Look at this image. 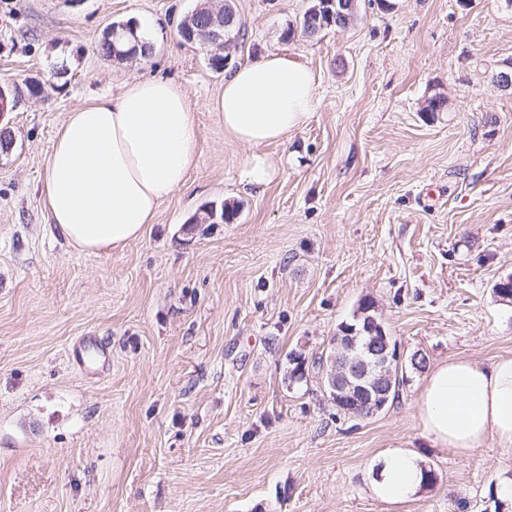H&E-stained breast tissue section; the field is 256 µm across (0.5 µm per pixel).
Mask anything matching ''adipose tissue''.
<instances>
[{
    "label": "adipose tissue",
    "mask_w": 512,
    "mask_h": 512,
    "mask_svg": "<svg viewBox=\"0 0 512 512\" xmlns=\"http://www.w3.org/2000/svg\"><path fill=\"white\" fill-rule=\"evenodd\" d=\"M316 105L312 70L270 54L232 71L215 108L224 133L247 146L246 175L266 183L263 146L285 139ZM194 105L181 85L159 77L129 82L69 112L46 161L42 193L48 221L85 252L139 238L163 201L180 190L198 162ZM418 421L435 447L469 455L512 448V355L482 366L454 358L429 370L417 400ZM415 453L388 451L370 485L379 499L412 498L424 482Z\"/></svg>",
    "instance_id": "adipose-tissue-1"
}]
</instances>
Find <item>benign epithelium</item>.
<instances>
[{"label":"benign epithelium","instance_id":"benign-epithelium-1","mask_svg":"<svg viewBox=\"0 0 512 512\" xmlns=\"http://www.w3.org/2000/svg\"><path fill=\"white\" fill-rule=\"evenodd\" d=\"M357 9V0H322L307 11L306 30L323 29L337 17L349 22ZM239 25L234 14H215L197 35L205 46L222 49L232 41L231 28ZM357 318L360 325L341 326L334 353L324 367V390L333 403L345 405L353 416L367 419L388 406L395 386L393 368L401 364V355L389 342L378 318L371 314V306H363Z\"/></svg>","mask_w":512,"mask_h":512}]
</instances>
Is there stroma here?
<instances>
[{"label": "stroma", "mask_w": 512, "mask_h": 512, "mask_svg": "<svg viewBox=\"0 0 512 512\" xmlns=\"http://www.w3.org/2000/svg\"><path fill=\"white\" fill-rule=\"evenodd\" d=\"M203 0H0V512H512V448L461 456L416 419L424 372L368 419L337 412L289 353L334 348L373 302L403 358L512 354V0H359L348 27L299 35L313 0L231 3L245 26L228 68L277 53L311 68L318 104L269 145L270 182L211 109L224 72L176 26ZM136 14L158 38L116 63L96 46ZM291 39H283L286 28ZM165 77L195 105L199 161L123 249L84 253L41 194L76 107ZM445 97L444 111L425 106ZM235 205L230 222L210 206ZM93 341L103 373L75 356ZM389 448L424 452L433 483L371 495Z\"/></svg>", "instance_id": "obj_1"}]
</instances>
